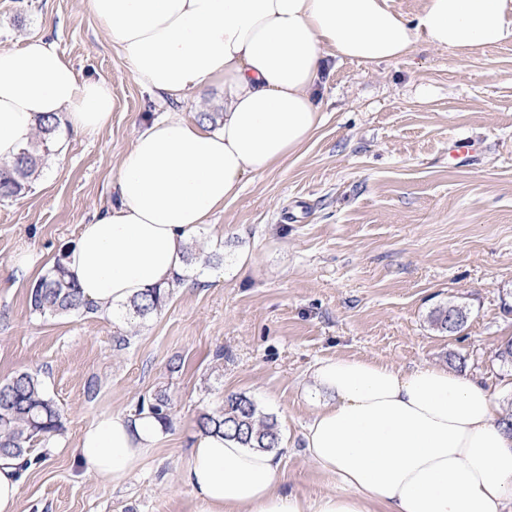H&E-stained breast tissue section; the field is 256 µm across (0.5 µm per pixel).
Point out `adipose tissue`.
Here are the masks:
<instances>
[{"label":"adipose tissue","instance_id":"obj_1","mask_svg":"<svg viewBox=\"0 0 512 512\" xmlns=\"http://www.w3.org/2000/svg\"><path fill=\"white\" fill-rule=\"evenodd\" d=\"M134 79L180 102L224 87L211 132L180 113L154 119L124 155L117 203L82 225L64 266L85 299L112 313L173 287L186 246L239 191L312 136L322 62L371 65L418 44L466 58L512 40V0H425L416 19L389 0H88ZM112 83L85 80L44 38L0 50V161L13 160L45 115L77 132L105 128ZM306 396L315 410L303 452L333 478L307 500L285 485L277 454L216 434L197 436L181 473L196 512H504L512 503V431L494 394L440 366L403 371L364 358L318 361ZM165 437L154 417L107 412L74 453L122 485Z\"/></svg>","mask_w":512,"mask_h":512}]
</instances>
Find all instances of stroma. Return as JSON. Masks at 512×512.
Here are the masks:
<instances>
[{"mask_svg":"<svg viewBox=\"0 0 512 512\" xmlns=\"http://www.w3.org/2000/svg\"><path fill=\"white\" fill-rule=\"evenodd\" d=\"M34 35L80 77L110 80L113 108L96 133L59 125L63 151L0 200V382L38 374L63 424L31 442L39 462L19 512H195L181 472L197 419L231 394L276 419L289 486L310 499L334 491L301 447L314 410L303 388L326 357L445 367L512 407V363L495 357L512 338V41L463 59L424 44L373 66L328 59L319 127L245 176L197 235L210 261L188 266L160 310L54 317L32 311L30 288L112 206L122 157L167 105L134 80L86 0H0V49ZM461 137L484 146L468 166L448 156ZM22 252L36 263L19 278ZM449 302L467 322L448 336L430 314ZM158 393L167 436L124 486L76 461L95 417L136 414Z\"/></svg>","mask_w":512,"mask_h":512,"instance_id":"obj_1","label":"stroma"}]
</instances>
